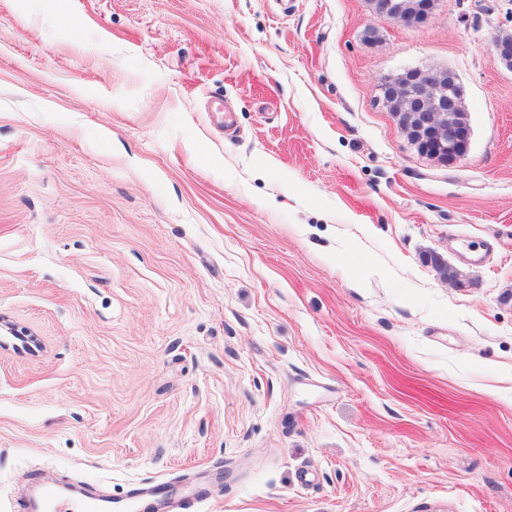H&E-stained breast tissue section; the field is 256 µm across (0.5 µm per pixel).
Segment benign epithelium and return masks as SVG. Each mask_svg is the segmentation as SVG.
<instances>
[{
  "label": "benign epithelium",
  "mask_w": 512,
  "mask_h": 512,
  "mask_svg": "<svg viewBox=\"0 0 512 512\" xmlns=\"http://www.w3.org/2000/svg\"><path fill=\"white\" fill-rule=\"evenodd\" d=\"M372 12L382 20H399L406 25L425 23L432 7L408 4L404 0H370ZM382 98L404 101L409 113L399 129L417 151L444 165L461 160L467 153L472 129L453 112L459 88L440 71L409 68L397 77L381 81Z\"/></svg>",
  "instance_id": "1"
}]
</instances>
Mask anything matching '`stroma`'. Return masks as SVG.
<instances>
[{"label": "stroma", "instance_id": "stroma-1", "mask_svg": "<svg viewBox=\"0 0 512 512\" xmlns=\"http://www.w3.org/2000/svg\"><path fill=\"white\" fill-rule=\"evenodd\" d=\"M512 0H0V512H512ZM449 69L443 165L377 100ZM475 280L456 288L429 251ZM405 0H370L372 12L378 19L399 20L406 25H420L425 23L431 13L432 7L425 4L420 7L408 4ZM41 497L48 512H148L146 501L151 497H163L177 492L172 480L152 481L132 490L126 497H103L89 492L82 498L65 496L58 487L49 483L42 484Z\"/></svg>", "mask_w": 512, "mask_h": 512}]
</instances>
